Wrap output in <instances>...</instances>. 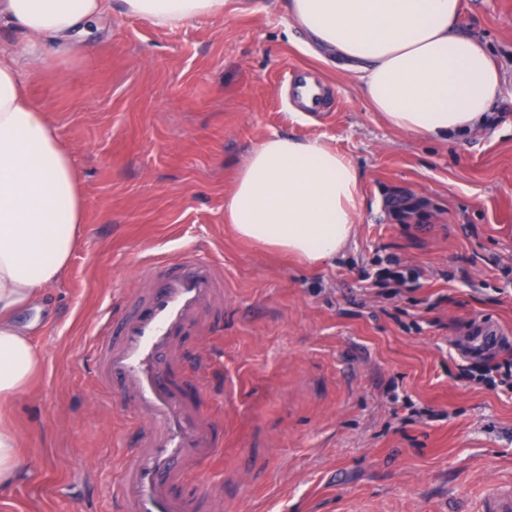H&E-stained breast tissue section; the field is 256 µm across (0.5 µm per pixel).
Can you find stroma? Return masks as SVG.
<instances>
[{"label":"stroma","mask_w":512,"mask_h":512,"mask_svg":"<svg viewBox=\"0 0 512 512\" xmlns=\"http://www.w3.org/2000/svg\"><path fill=\"white\" fill-rule=\"evenodd\" d=\"M80 58L35 76L77 161L85 222L64 282L17 321L42 365L11 404L22 476L0 512H109L138 431L98 381L100 317L155 256L224 263V297L183 338L204 349L185 399L222 441L190 477L201 512H476L512 479V393L461 377L458 338L512 337V0H462L461 27L503 77L486 124L445 141L388 126L355 72L318 58L285 0H224L160 28L120 0ZM317 70L332 111L296 115L281 81ZM320 139L361 174L355 238L313 268L235 236L224 195L271 134ZM415 282L392 292L390 261Z\"/></svg>","instance_id":"obj_1"}]
</instances>
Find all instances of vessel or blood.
<instances>
[{
  "mask_svg": "<svg viewBox=\"0 0 512 512\" xmlns=\"http://www.w3.org/2000/svg\"><path fill=\"white\" fill-rule=\"evenodd\" d=\"M283 84L302 111L324 112L322 82L313 71L293 70ZM144 274L148 288L101 321L96 348L101 378L117 382L149 421L126 455L117 512H195L204 491L190 485L189 464L212 456L219 440L211 421L183 399L170 365L182 337L221 292L224 267L184 250L150 260ZM503 340L497 324L480 322L466 332L462 351L478 355ZM480 512H512V482L488 484Z\"/></svg>",
  "mask_w": 512,
  "mask_h": 512,
  "instance_id": "b4317fda",
  "label": "vessel or blood"
}]
</instances>
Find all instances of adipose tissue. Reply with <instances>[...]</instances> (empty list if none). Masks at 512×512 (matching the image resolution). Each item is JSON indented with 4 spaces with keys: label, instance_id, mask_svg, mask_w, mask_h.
<instances>
[{
    "label": "adipose tissue",
    "instance_id": "adipose-tissue-1",
    "mask_svg": "<svg viewBox=\"0 0 512 512\" xmlns=\"http://www.w3.org/2000/svg\"><path fill=\"white\" fill-rule=\"evenodd\" d=\"M107 0H0V24L26 36L0 53V489L21 473L20 437L7 420L42 359L16 322L65 279L79 244V169L27 82L51 61L79 57L74 32ZM461 0H288L289 21L354 69L373 111L411 135L447 139L482 123L502 92L482 43L459 26ZM124 15L157 27L218 16L224 0H122ZM360 174L318 139L272 134L252 150L224 196L235 234L317 266L355 236Z\"/></svg>",
    "mask_w": 512,
    "mask_h": 512
}]
</instances>
